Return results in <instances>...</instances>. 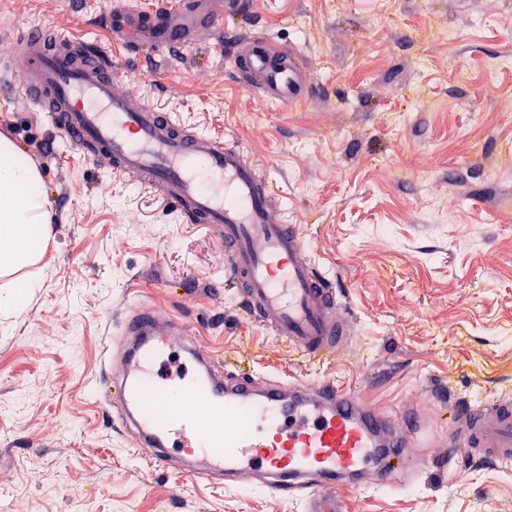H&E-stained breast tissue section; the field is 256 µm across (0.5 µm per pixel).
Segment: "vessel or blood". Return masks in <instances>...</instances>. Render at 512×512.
<instances>
[{
  "mask_svg": "<svg viewBox=\"0 0 512 512\" xmlns=\"http://www.w3.org/2000/svg\"><path fill=\"white\" fill-rule=\"evenodd\" d=\"M252 0H159L152 14L112 0L111 39L126 67L155 52L202 40L224 43L226 23L243 19ZM235 55L239 78L263 98L307 105L310 66L301 51L274 48L249 31ZM8 60L24 64L21 83L0 69V89L48 115L72 147L96 165L133 178L172 204L188 224L205 225L224 252L226 287L248 316L304 355H335L347 329L335 278L307 254L299 225L266 174L223 138L178 123L165 108L123 90V73L107 49L71 38L52 25L12 37ZM123 362L107 373L103 395L121 411L137 448L156 462L187 458L188 474L229 485L256 479L266 491L301 497L306 512H343L339 492L408 473L419 422L403 428L355 391L327 379L257 382L246 372L225 376L218 356L199 349L185 326L140 307L121 324ZM449 460L477 456L512 465V397L455 407L444 435Z\"/></svg>",
  "mask_w": 512,
  "mask_h": 512,
  "instance_id": "vessel-or-blood-1",
  "label": "vessel or blood"
}]
</instances>
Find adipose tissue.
Instances as JSON below:
<instances>
[{"label":"adipose tissue","mask_w":512,"mask_h":512,"mask_svg":"<svg viewBox=\"0 0 512 512\" xmlns=\"http://www.w3.org/2000/svg\"><path fill=\"white\" fill-rule=\"evenodd\" d=\"M47 194L30 157L0 139V278L8 291L0 294V310L20 308L37 281L29 267L40 257V243L53 235Z\"/></svg>","instance_id":"obj_1"}]
</instances>
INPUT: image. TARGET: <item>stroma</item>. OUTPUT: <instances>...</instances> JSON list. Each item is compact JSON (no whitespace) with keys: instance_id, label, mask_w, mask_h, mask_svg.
I'll list each match as a JSON object with an SVG mask.
<instances>
[{"instance_id":"1","label":"stroma","mask_w":512,"mask_h":512,"mask_svg":"<svg viewBox=\"0 0 512 512\" xmlns=\"http://www.w3.org/2000/svg\"><path fill=\"white\" fill-rule=\"evenodd\" d=\"M312 67L315 98H259L204 44L141 63L133 94L229 135L277 185L353 334L302 357L224 286L219 245L131 179L84 159L46 114L0 94V136L43 176L54 238L39 286L0 313V512H305L250 481L202 483L135 450L100 395L113 316L184 322L228 372L335 379L419 416L411 474L345 489L344 512H512V467H446L450 407L512 394V0H254ZM106 0H0V37L55 24L110 46Z\"/></svg>"}]
</instances>
